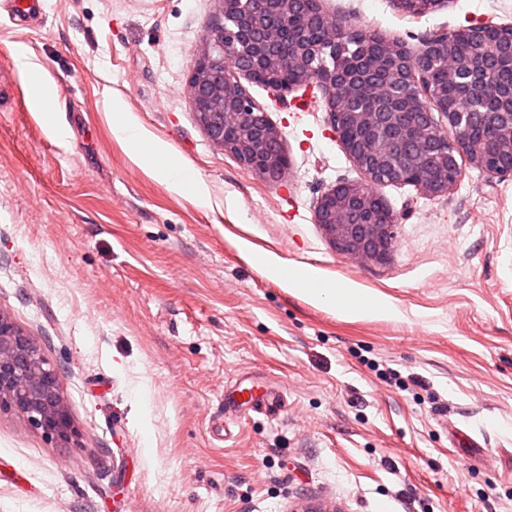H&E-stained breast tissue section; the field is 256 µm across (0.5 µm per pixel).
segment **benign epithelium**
I'll list each match as a JSON object with an SVG mask.
<instances>
[{
	"label": "benign epithelium",
	"mask_w": 512,
	"mask_h": 512,
	"mask_svg": "<svg viewBox=\"0 0 512 512\" xmlns=\"http://www.w3.org/2000/svg\"><path fill=\"white\" fill-rule=\"evenodd\" d=\"M221 17L207 27L196 54L198 66L191 72L188 88L194 110L202 111V126L209 140L217 147L233 154L243 165L270 182L279 181L288 169V157L283 150L282 134L270 121L256 120L254 102L244 92L240 77H255L256 71L267 61L277 59L303 72L310 73L307 81L315 82L323 93L326 108L334 107L336 77L343 78L342 98L351 103L352 88L359 82L358 62L349 56L337 60L333 70L314 72L312 59L323 49L336 51V26L323 28L320 41L315 42L307 32L284 18L278 26H267L261 14L249 8H240L233 22L224 23L228 5L241 0H218ZM432 42L423 43L414 51L405 50L392 55L393 67L414 74L426 70L431 58ZM230 56L233 68L224 74V82L213 85L207 78L208 69L216 61ZM482 65L471 64L468 71L472 82L465 87L464 99L486 106L487 124L512 131V112H501L488 102L495 100L485 82L478 80ZM414 82L385 81L374 86L375 99L387 103L406 98ZM217 101L225 107L219 119L204 106ZM357 121L376 132L392 124L393 112H354ZM472 112H449L446 126L455 131V140L436 130V142H422V147L433 148L442 143L450 148V159L466 153L467 135ZM350 158L365 169L368 181L382 185L399 176L407 163L396 162L382 152L375 137L359 138L346 149ZM448 191V171L435 180H428L419 188L430 195L439 194L435 184ZM370 193L363 192L347 182H339L320 197L315 209V222L320 224L336 249L364 263L381 262L392 253L397 242L396 221L389 224H353L350 216L367 208ZM7 404L23 415L48 438L66 442L74 433L68 411L58 396V375L40 353L36 343L26 336L9 318L0 315V404Z\"/></svg>",
	"instance_id": "obj_1"
}]
</instances>
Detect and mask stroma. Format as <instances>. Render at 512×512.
Returning <instances> with one entry per match:
<instances>
[{
    "instance_id": "obj_1",
    "label": "stroma",
    "mask_w": 512,
    "mask_h": 512,
    "mask_svg": "<svg viewBox=\"0 0 512 512\" xmlns=\"http://www.w3.org/2000/svg\"><path fill=\"white\" fill-rule=\"evenodd\" d=\"M324 11L411 48L512 0H392ZM217 0H46L0 14V313L59 372L75 434L61 443L0 407V512H512V176L463 161L447 193L385 184L389 259L362 264L315 222L363 180L316 84L247 90L289 159L270 183L214 146L188 90ZM25 49L59 109L38 112ZM121 101L211 205L149 177L112 134ZM69 127L67 142L50 122ZM258 254L380 296L395 318L316 305ZM277 391L273 415L236 389Z\"/></svg>"
}]
</instances>
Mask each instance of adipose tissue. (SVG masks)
I'll return each instance as SVG.
<instances>
[{"label": "adipose tissue", "instance_id": "adipose-tissue-1", "mask_svg": "<svg viewBox=\"0 0 512 512\" xmlns=\"http://www.w3.org/2000/svg\"><path fill=\"white\" fill-rule=\"evenodd\" d=\"M112 134L120 142L129 145L135 159L145 165L148 175L164 180L171 191L177 194L188 193L198 206L209 202L208 188L199 179L185 178L179 164L172 158L166 145L156 139L141 126L136 118L125 112L121 102L112 104ZM258 264L273 278H286L289 287L307 297L312 302L333 309L350 317H396L397 311L383 300L359 293L350 287L320 278L309 269L297 270L284 275L281 264L270 259H259Z\"/></svg>", "mask_w": 512, "mask_h": 512}]
</instances>
